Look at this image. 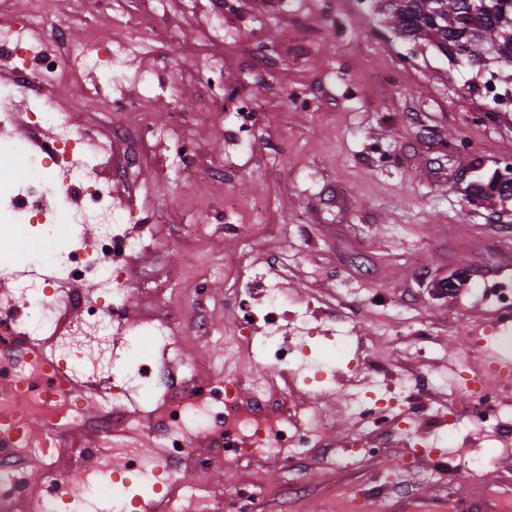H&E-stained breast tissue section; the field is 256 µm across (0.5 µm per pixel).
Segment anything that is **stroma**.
Returning a JSON list of instances; mask_svg holds the SVG:
<instances>
[{"label":"stroma","mask_w":512,"mask_h":512,"mask_svg":"<svg viewBox=\"0 0 512 512\" xmlns=\"http://www.w3.org/2000/svg\"><path fill=\"white\" fill-rule=\"evenodd\" d=\"M58 51L64 25L110 36L120 62L61 81L59 98L83 121L76 133L140 113L161 127L136 138L135 168L107 159L97 178L115 201L136 199L157 246L133 261L128 320L197 306L171 363L206 361L218 379L269 386L277 368L233 348L239 312L228 271L273 266L285 312L312 308L322 335L307 351L335 373L297 372V403L323 422L298 458L219 463L205 433L206 467L177 482L207 486L211 512H231L233 476L256 482L254 512H448L479 492L490 467L512 476V391L498 389L493 426L456 390L482 360L461 328L502 307L512 289V197L482 195L512 162V65L474 73L429 40L404 37L376 0H35ZM494 80L506 102L480 119ZM99 95H92V88ZM193 147L189 163L176 138ZM234 180L220 177L223 168ZM235 232H225V225ZM396 394L390 420L366 427L350 393ZM477 460L466 485L452 474Z\"/></svg>","instance_id":"obj_1"}]
</instances>
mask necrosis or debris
Returning <instances> with one entry per match:
<instances>
[{
    "mask_svg": "<svg viewBox=\"0 0 512 512\" xmlns=\"http://www.w3.org/2000/svg\"><path fill=\"white\" fill-rule=\"evenodd\" d=\"M63 55L78 68L90 70L112 62L111 42L71 30L58 34ZM19 59L21 77L47 84L63 75L55 57L49 56L40 36V20L31 10L15 11L0 21V54ZM33 129H55L53 141L32 151L35 169L58 170L61 179L49 182V190H81L92 201L90 209L71 215L74 225L97 223L100 236L88 245L63 254V226L47 222L41 232L47 242L43 257L32 259L20 276L0 273V280L13 284L14 294L28 317L0 315V419L13 426L9 454L0 457V512H58L59 502L73 482L84 485V496L73 497L74 512H82L97 501L104 512H127V501L117 490L123 474L157 476L193 459L192 438L198 419H206V432L226 464L238 462L244 448H258L276 460L300 454L319 435L315 415H306L281 405L262 408L264 386H253L251 406H243L237 384L206 383L202 367L192 368L187 378L160 367L163 386L150 383L151 375L139 370L129 373L143 342L177 352L181 330L166 320L145 319L128 327L124 316L131 281L128 268L134 259L154 246L149 225H135V203L113 201L111 194L93 182L91 173L101 160L97 150L86 149L77 138L76 114L62 101L42 97L28 113ZM92 271L100 288L97 297L81 301L79 313L62 308L61 293L67 284ZM265 303L249 310L239 321L235 342L238 348L261 354L276 365L287 366L302 348L290 337L278 335L280 318L278 285H267ZM94 331L93 342L81 337L83 326ZM88 390L94 395L102 417L122 412V428L133 429L154 421L164 428L163 452L152 459L125 448L121 430H106L93 450L98 459L94 472L76 474L58 468L65 455L57 436L84 426V413L74 394ZM39 418L55 438L29 431L27 417ZM41 465L43 480L36 498L23 496L28 487L27 465Z\"/></svg>",
    "mask_w": 512,
    "mask_h": 512,
    "instance_id": "1",
    "label": "necrosis or debris"
}]
</instances>
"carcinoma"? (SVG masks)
Listing matches in <instances>:
<instances>
[{
	"instance_id": "carcinoma-1",
	"label": "carcinoma",
	"mask_w": 512,
	"mask_h": 512,
	"mask_svg": "<svg viewBox=\"0 0 512 512\" xmlns=\"http://www.w3.org/2000/svg\"><path fill=\"white\" fill-rule=\"evenodd\" d=\"M385 2L396 30L404 35H422L474 67L484 66L489 55L512 63V0H492L490 7L474 12L453 2L438 16L433 15L435 0Z\"/></svg>"
}]
</instances>
